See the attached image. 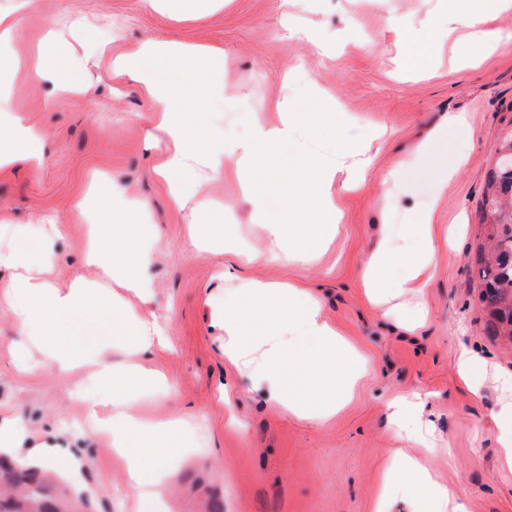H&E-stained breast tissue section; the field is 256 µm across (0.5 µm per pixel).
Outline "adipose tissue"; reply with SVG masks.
Segmentation results:
<instances>
[{
    "mask_svg": "<svg viewBox=\"0 0 512 512\" xmlns=\"http://www.w3.org/2000/svg\"><path fill=\"white\" fill-rule=\"evenodd\" d=\"M31 3L15 0L13 11H0V171L19 160L36 170L45 162L42 132L6 105L17 68H25L30 82L50 86L59 100L80 92L76 77L86 68L77 46L90 31L80 20L70 23L68 35L48 31L25 65H18L11 53L17 14ZM449 12L466 27L464 47L468 56L476 57L497 39L488 22L511 15L512 0H454ZM107 66L116 81H132L142 88L150 123L169 142L155 171L166 183L196 248L223 241L220 224L189 201L197 194L200 170L223 173L228 159L236 165L256 223L278 245L280 260H306L335 236L338 206L331 187L338 181L352 190L365 181L370 167L365 149L350 146L340 160L326 153L288 157L280 152L297 140L301 128L315 133L340 123L342 115L334 103L308 115L284 100L278 105V125H267L254 115L246 135L229 138L207 117L211 100L224 94L222 50L150 37L135 52L110 57ZM272 193L283 200L274 219L267 208ZM70 210L73 223L86 227V272L68 287L54 281L59 270L54 243L63 225L11 223L7 229L12 242L0 245V271L6 273L0 279V300L27 341L19 366L27 374L52 370L75 378L74 395L83 401L93 432L105 435L123 459L124 484L135 493L140 512H158L169 471L197 447L203 421L202 415L183 413L149 421L133 403L135 393L165 384L163 376L144 368L137 358L166 346V326L129 302L130 297L144 300L153 294L147 269L160 239L148 235L142 222L146 202L130 200L126 188L103 169L90 173ZM433 214V209H426L420 223L413 225L414 252L406 275L394 284H387L386 278L400 255L390 238H382L365 258L362 280L374 303H381L392 289L405 294L427 287L437 261ZM235 293L246 299L245 308L223 300L213 303L225 360L255 383L267 385L288 413L317 423L333 417L349 400L363 371L362 356L304 289L242 280ZM116 350L129 357L118 369L112 364ZM386 410L397 431L422 445L423 456L436 455L425 400L417 395L398 397L387 402ZM0 456L22 458L25 464L64 479L76 477L81 469L76 456L30 443L19 416L0 419ZM422 458L394 453L383 473L382 497L408 496L414 512H466Z\"/></svg>",
    "mask_w": 512,
    "mask_h": 512,
    "instance_id": "1",
    "label": "adipose tissue"
}]
</instances>
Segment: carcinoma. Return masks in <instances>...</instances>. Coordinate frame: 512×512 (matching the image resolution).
<instances>
[{
  "label": "carcinoma",
  "instance_id": "1",
  "mask_svg": "<svg viewBox=\"0 0 512 512\" xmlns=\"http://www.w3.org/2000/svg\"><path fill=\"white\" fill-rule=\"evenodd\" d=\"M481 223L488 229V247H479L474 263L489 314L488 331L512 340V170L488 171L481 205ZM0 483L11 493L0 497V512H60L70 507L54 495L50 482L36 470L0 459Z\"/></svg>",
  "mask_w": 512,
  "mask_h": 512
}]
</instances>
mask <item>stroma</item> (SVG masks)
Here are the masks:
<instances>
[{"label":"stroma","instance_id":"35a3bbf8","mask_svg":"<svg viewBox=\"0 0 512 512\" xmlns=\"http://www.w3.org/2000/svg\"><path fill=\"white\" fill-rule=\"evenodd\" d=\"M442 7L441 0H224L208 14L176 17L142 0H34L19 15L12 44L19 56L48 27L87 20L90 90L55 103L47 88L16 77L11 105L46 131V162L37 171L20 162L0 172V208L18 222L49 214L67 225L58 241L56 282L62 287L83 272L84 227L72 223L70 204L90 171L114 172L132 196L148 200V221L160 234L161 250L149 269L154 296L140 310L167 328L168 349L144 363L162 371L168 386L138 406L151 420L177 410L205 416L204 446L172 471L163 512H372L389 456L418 449L413 438L392 430L385 409L386 401L409 393L426 399L433 438L447 450L429 458L430 469L468 512H512V468L499 444V411L512 398V339L488 332L473 265L487 233L480 222L485 177L499 137L512 130V15L492 21L502 36L475 62L463 60L455 31L437 41L421 67L405 68L391 23L417 29ZM307 25L335 39L333 55L317 56L285 34L286 27ZM148 37L223 49L226 92L209 110L228 135L244 133L253 112L277 124V104L286 96L298 111H315L318 101L303 94L308 86L335 96L345 121L322 131L319 151L366 144L373 164L357 190L337 192L342 220L326 249L304 262L277 260L229 162L221 177L203 173L199 197L234 247L203 251L191 244L154 171L165 141L148 134L143 93L131 82L115 85L98 61L102 48L127 52ZM451 113L462 115L463 125L446 124ZM439 125L445 135L437 159L456 170L444 186L411 156ZM431 203L438 247L432 280L422 292L372 305L361 269L381 227L408 249L407 230ZM254 252L258 260L246 262ZM224 268L241 279L310 290L324 317L363 354L365 372L334 417L322 423L294 417L255 391L250 377L225 365L207 302L208 294H224L226 283L215 278ZM420 303L427 308L424 323L411 331L398 327ZM21 341L0 307V415L20 411L34 440L75 445L84 488L69 500L83 512H133V497L122 486V458L105 439L76 444L70 438L71 425L87 423L82 402L70 396L72 378L20 373L13 349ZM464 349L486 366L473 390L457 371ZM224 380L244 395L235 405L236 426L215 398Z\"/></svg>","mask_w":512,"mask_h":512}]
</instances>
